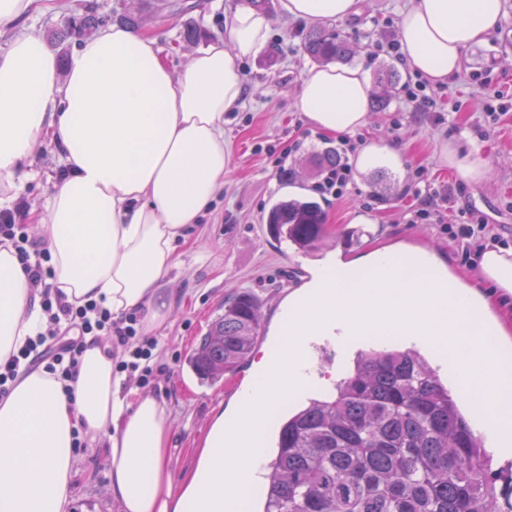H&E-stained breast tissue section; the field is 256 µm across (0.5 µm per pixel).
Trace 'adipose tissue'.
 Instances as JSON below:
<instances>
[{
	"label": "adipose tissue",
	"mask_w": 512,
	"mask_h": 512,
	"mask_svg": "<svg viewBox=\"0 0 512 512\" xmlns=\"http://www.w3.org/2000/svg\"><path fill=\"white\" fill-rule=\"evenodd\" d=\"M358 6L280 0L284 15L307 22L345 19ZM502 7L415 0L399 23L408 65L431 82H451ZM58 8L59 0H0V33L11 36L0 49V203L28 179L38 140L50 139L63 176L47 210L24 221L45 233L53 284L69 303L93 300L117 318L139 309L154 323L173 306L159 283L175 264L176 244L224 191L233 166L224 124L242 101L241 64L267 49L270 23L238 5L226 17V40L198 51L177 77L156 34L113 25L76 49L63 76L42 36L19 28L30 14ZM369 94L361 68L315 66L302 77L297 104L322 132H353L368 123ZM355 264L362 278H348L334 259L289 295L276 348L253 371L234 417L213 425L197 468L178 487L164 407L127 387L105 346L86 340L69 381L41 367L20 374L0 401V512H67L78 433L103 443L120 512H242L257 490L266 416L307 393L317 338L345 352L369 336L411 337L452 353L467 393L495 400L484 427L512 440V368L498 361L502 325L471 319L475 287L448 281L441 259L418 262L387 247ZM44 327L14 247L0 243V361Z\"/></svg>",
	"instance_id": "ef3b65f1"
}]
</instances>
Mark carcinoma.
Segmentation results:
<instances>
[{
	"mask_svg": "<svg viewBox=\"0 0 512 512\" xmlns=\"http://www.w3.org/2000/svg\"><path fill=\"white\" fill-rule=\"evenodd\" d=\"M107 18L92 5L68 16L54 38L92 35ZM301 49L318 64L350 59L334 28H313ZM275 240L313 251L325 236L321 204L279 197L266 216ZM259 300L242 291L224 300L186 357L203 382L216 383L247 360L259 331ZM457 390L418 350H361L336 381L278 418L269 439L261 512H512L499 504L484 438L467 421Z\"/></svg>",
	"mask_w": 512,
	"mask_h": 512,
	"instance_id": "1",
	"label": "carcinoma"
}]
</instances>
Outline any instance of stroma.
Wrapping results in <instances>:
<instances>
[{
    "label": "stroma",
    "mask_w": 512,
    "mask_h": 512,
    "mask_svg": "<svg viewBox=\"0 0 512 512\" xmlns=\"http://www.w3.org/2000/svg\"><path fill=\"white\" fill-rule=\"evenodd\" d=\"M95 2L99 14L120 15L127 0H61L55 15H34L26 29L50 38L63 16L84 12ZM413 0H361L358 14L336 21V28L353 48L351 66L374 75L390 67L402 78L412 71L404 61L380 51L379 43L389 35L387 17L401 18ZM270 23V48L242 64L244 102L226 127L225 136L233 149V169L224 193L189 230L187 243L178 244L176 264L161 285L174 291L172 315L148 328L158 340L156 353L161 362L174 366L171 377L148 385L159 395L172 422L168 436V466L174 483H181L196 467L198 450L221 409H232L249 374L275 341L278 313L288 296L304 284L325 255L339 252L350 257L380 246H399L408 251L427 249L444 258L454 278H468L481 285L478 252H467L461 239L444 224H411L405 216L408 204L403 190L411 168L429 167L439 184L460 185L459 204L486 215L495 225L506 248H512V101L506 113L486 139H479L471 124L479 120L489 101L486 78L512 87V0H503V11L486 42L468 49L461 72L449 83L442 102L443 112L452 113L456 130L420 120L406 108L399 95L371 113L362 127L365 140H379L405 147L401 170L385 167L354 170V184L342 198L324 202L326 234L323 245L310 253L296 251L288 243L271 239L264 226L272 201L281 195H311L323 168L320 157L325 148L336 146V137L312 130L302 137L299 123L306 117L296 105V93L304 71L312 62L299 46L307 22L284 16L280 0H270L266 13ZM183 16L164 13L149 19L146 31L161 35L174 74H181L190 55L180 33ZM402 127L392 132V118ZM455 143L463 153L486 164L491 173L478 183L460 181L442 160V149ZM293 147L289 159L292 179L270 178L272 161L281 150ZM32 177L17 192L28 208L44 209L61 179L62 162L54 145L40 140L32 155ZM369 224L353 247L344 240L358 215ZM253 293L262 303L261 329L253 355L234 374L213 384H200L188 374L182 361L203 336L211 321L224 311L225 298L238 292ZM79 475L73 489L70 512H120L113 500L108 463L100 446L83 445L77 452Z\"/></svg>",
    "instance_id": "stroma-1"
}]
</instances>
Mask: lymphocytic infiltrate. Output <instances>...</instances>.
<instances>
[{
	"label": "lymphocytic infiltrate",
	"mask_w": 512,
	"mask_h": 512,
	"mask_svg": "<svg viewBox=\"0 0 512 512\" xmlns=\"http://www.w3.org/2000/svg\"><path fill=\"white\" fill-rule=\"evenodd\" d=\"M359 145L356 138L342 137L336 152L335 167L321 173L315 187L322 196L341 197L349 182L352 166L350 157ZM406 192L412 193L417 204L410 211V223H444L450 204L457 195L455 188L437 186L431 182L425 166H418L408 177ZM11 242L23 271L33 287L40 290V304L48 326L35 338L29 339L12 357L0 364V399L8 396L11 385L20 372L37 366L68 380L75 376L84 341L89 336L108 337L112 344L115 368L127 379L146 385L163 373L154 352L156 338L141 331L143 316L133 311L113 318L108 309L93 301L81 305L64 301L54 293L51 253L47 241L30 239L26 225L16 223L12 212L0 213V242Z\"/></svg>",
	"instance_id": "f902f5d3"
}]
</instances>
